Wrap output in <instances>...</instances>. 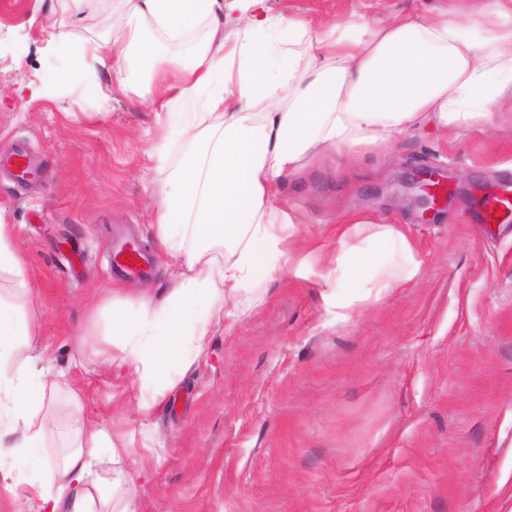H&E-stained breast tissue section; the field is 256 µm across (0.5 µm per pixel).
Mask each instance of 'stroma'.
I'll use <instances>...</instances> for the list:
<instances>
[{
    "label": "stroma",
    "mask_w": 512,
    "mask_h": 512,
    "mask_svg": "<svg viewBox=\"0 0 512 512\" xmlns=\"http://www.w3.org/2000/svg\"><path fill=\"white\" fill-rule=\"evenodd\" d=\"M443 0H266L270 12L331 24H374ZM126 0H0V153L27 146L43 172L19 187L0 175V222L11 225L26 277L0 271V298L37 328L45 376L71 357L83 412L130 449L134 512H512V222L482 223L479 186L512 182V114L437 133L419 126L390 149L315 162L289 176L280 205L299 212L295 247L335 256L343 212L402 224L418 275L335 322L352 267L313 264L263 276L244 312L213 330L164 407L129 403L137 375L102 372L113 307L160 293L177 259L155 241L151 157L159 103L100 74L109 101L82 87L39 89L78 61L50 34L118 35ZM410 167L451 181L434 220L394 197ZM132 235L153 258L143 278L115 279L112 238Z\"/></svg>",
    "instance_id": "stroma-1"
}]
</instances>
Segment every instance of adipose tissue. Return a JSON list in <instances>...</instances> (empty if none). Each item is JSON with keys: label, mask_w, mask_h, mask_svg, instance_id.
I'll return each instance as SVG.
<instances>
[{"label": "adipose tissue", "mask_w": 512, "mask_h": 512, "mask_svg": "<svg viewBox=\"0 0 512 512\" xmlns=\"http://www.w3.org/2000/svg\"><path fill=\"white\" fill-rule=\"evenodd\" d=\"M128 3L122 33L74 46L81 70L42 90L64 92L77 80L91 88L102 70L126 84L136 53L150 62L145 94H159L167 111L152 153L162 174L155 220L159 247L181 258L182 271L166 293L113 308L117 351L104 357L108 369L130 368L141 378L136 411L147 418L175 387L177 368L189 367L212 330L239 314L259 273L285 264L299 276L312 264L289 246L300 218L277 202L285 176L326 155L388 146L422 123L445 131L512 112V0H458L428 17L413 11L367 25L351 16L321 26L243 0L248 23L229 41L218 37L231 22L224 0ZM203 23L208 34L193 43L189 61L172 66L163 41L184 39ZM149 31L156 40H146ZM185 101L194 111H177ZM185 140L189 148L172 159ZM360 232L369 247L356 269L365 298L385 297L417 275L420 262L400 225L345 214L340 241ZM218 236L228 245L221 259L209 245ZM39 355L36 330L0 301V437L10 439L0 444V490L24 491L38 512H132L134 477L101 468L126 449L83 422L64 369L58 382L68 388L69 442L47 446L36 421L44 385L31 367ZM35 455L47 466L24 470Z\"/></svg>", "instance_id": "1"}]
</instances>
